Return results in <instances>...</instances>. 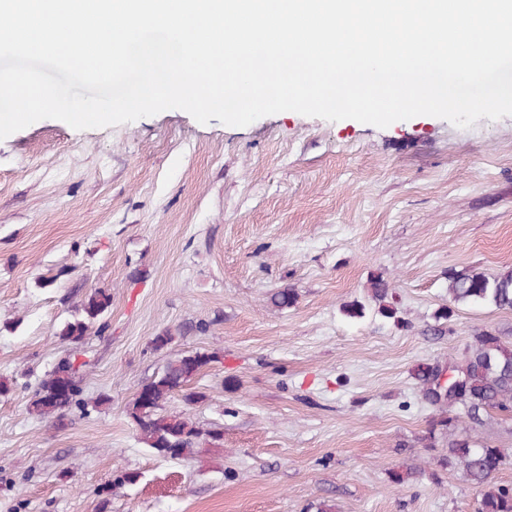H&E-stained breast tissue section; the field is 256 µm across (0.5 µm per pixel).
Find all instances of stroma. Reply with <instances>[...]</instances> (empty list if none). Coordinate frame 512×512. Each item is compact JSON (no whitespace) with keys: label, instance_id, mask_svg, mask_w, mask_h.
Segmentation results:
<instances>
[{"label":"stroma","instance_id":"1","mask_svg":"<svg viewBox=\"0 0 512 512\" xmlns=\"http://www.w3.org/2000/svg\"><path fill=\"white\" fill-rule=\"evenodd\" d=\"M511 268L512 116L37 121L0 140V512H476L479 489L438 463L447 435L425 440L438 411L414 370L447 369L478 330L512 340V310L448 293L449 274ZM378 277L400 324L369 306ZM287 286L294 304L275 307ZM97 287L112 293L106 329L61 341ZM356 300L365 316L347 317ZM196 351L214 358L187 384L202 401L177 393L164 410L221 439L165 458L129 406ZM65 358L87 406L57 425L29 405ZM468 438L502 450L496 479L512 484V417ZM123 471L137 482L115 484Z\"/></svg>","mask_w":512,"mask_h":512}]
</instances>
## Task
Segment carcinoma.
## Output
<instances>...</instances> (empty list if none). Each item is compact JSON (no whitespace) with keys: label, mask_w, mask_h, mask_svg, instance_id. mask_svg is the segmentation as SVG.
I'll return each mask as SVG.
<instances>
[{"label":"carcinoma","mask_w":512,"mask_h":512,"mask_svg":"<svg viewBox=\"0 0 512 512\" xmlns=\"http://www.w3.org/2000/svg\"><path fill=\"white\" fill-rule=\"evenodd\" d=\"M448 293L455 303H487L498 309L512 310V270L489 279L478 273L448 275ZM394 291L383 279L374 281L371 299L377 313L384 319L398 321L393 302ZM296 301L292 288H281L271 295V303L280 309ZM112 306V293L107 288H96L87 294L72 318L65 321L58 336L66 341L79 342L93 326L104 330L102 322ZM212 362L202 353L182 355L167 363L163 371L141 386L149 395V402L135 396L129 414L139 426L141 439L159 455L168 456L175 448L178 457L187 458L200 452L203 436L220 438L217 432H204L192 422L176 415L162 413L166 401L176 393L195 403L203 398L198 392H187L185 384ZM461 387L446 398L436 395L437 370L432 364H420L415 378L421 385L422 398L431 406L448 405L458 410L453 417L441 416L429 428V446L439 428H447L464 419L473 425H482L492 410L512 413V342L485 330L473 335V342L459 361L451 368ZM78 369L71 360L60 361L33 391L30 410L39 416L62 418L72 407L85 408L80 398L81 388L76 383ZM442 461L457 467L465 478L480 489L478 512H512V485L499 484L496 474L503 465V454L498 448L476 446L465 439L448 441V454Z\"/></svg>","instance_id":"obj_1"}]
</instances>
